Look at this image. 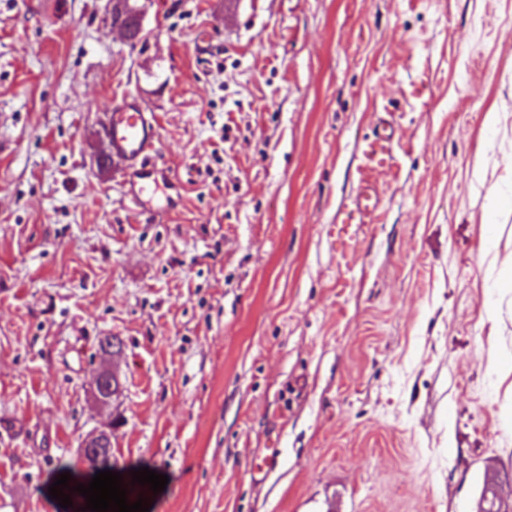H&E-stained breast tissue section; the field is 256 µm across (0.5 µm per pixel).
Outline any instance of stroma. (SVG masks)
<instances>
[{
  "label": "stroma",
  "mask_w": 512,
  "mask_h": 512,
  "mask_svg": "<svg viewBox=\"0 0 512 512\" xmlns=\"http://www.w3.org/2000/svg\"><path fill=\"white\" fill-rule=\"evenodd\" d=\"M110 10L0 0V512H58L105 427L168 476L153 512L511 506L512 0H147L132 45ZM127 96L141 205L100 164ZM104 132L109 143L101 159L105 167L115 160L133 170L128 194L136 202L151 200L159 189L157 170L148 163L151 151L159 139L158 126L150 112H145L135 97L104 112ZM386 131L387 129H383V133H378L362 151L358 167V171L361 175L367 170L382 166L390 160L392 134L386 133ZM353 207L350 210L347 221L342 224H367L366 219L371 215L375 202H372L371 189L364 185L353 201ZM357 219L356 223L351 221ZM117 381L118 386H116ZM108 382V385L106 384ZM122 389L120 377L116 371L106 367L98 372L92 385V395L95 401L104 408H111L112 402L116 400ZM103 393H108L104 396Z\"/></svg>",
  "instance_id": "stroma-1"
}]
</instances>
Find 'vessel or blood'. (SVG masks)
I'll return each mask as SVG.
<instances>
[{
  "instance_id": "b4317fda",
  "label": "vessel or blood",
  "mask_w": 512,
  "mask_h": 512,
  "mask_svg": "<svg viewBox=\"0 0 512 512\" xmlns=\"http://www.w3.org/2000/svg\"><path fill=\"white\" fill-rule=\"evenodd\" d=\"M104 132L109 149L101 159L102 165L107 167L117 160L125 162L133 171L128 183L131 198L137 202L152 199L159 189L157 171L148 162L159 139L158 126L152 114L145 112L136 98L127 97L105 112ZM391 139V134L383 132L366 145L360 157L359 172H366L390 160ZM374 207L370 187H362L353 201L349 217L365 223Z\"/></svg>"
}]
</instances>
